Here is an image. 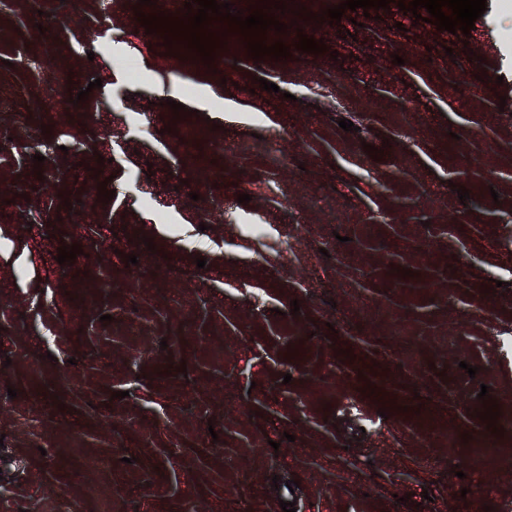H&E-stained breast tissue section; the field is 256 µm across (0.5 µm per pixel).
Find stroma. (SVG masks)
<instances>
[{"instance_id":"obj_1","label":"stroma","mask_w":512,"mask_h":512,"mask_svg":"<svg viewBox=\"0 0 512 512\" xmlns=\"http://www.w3.org/2000/svg\"><path fill=\"white\" fill-rule=\"evenodd\" d=\"M137 3L0 0V512H512V14L190 68Z\"/></svg>"}]
</instances>
